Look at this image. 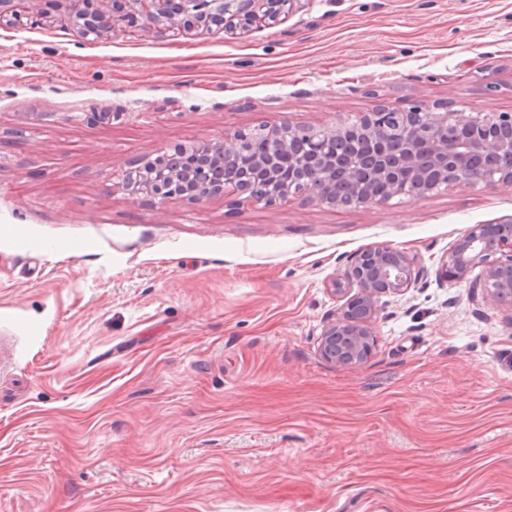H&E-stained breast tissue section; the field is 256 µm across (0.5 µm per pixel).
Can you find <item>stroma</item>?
I'll list each match as a JSON object with an SVG mask.
<instances>
[{
    "label": "stroma",
    "mask_w": 512,
    "mask_h": 512,
    "mask_svg": "<svg viewBox=\"0 0 512 512\" xmlns=\"http://www.w3.org/2000/svg\"><path fill=\"white\" fill-rule=\"evenodd\" d=\"M512 112V0H300L226 34L58 0L0 24V512H512V310L442 278L512 186L334 209L148 201L130 161L384 101ZM421 282L319 352L350 258Z\"/></svg>",
    "instance_id": "obj_1"
}]
</instances>
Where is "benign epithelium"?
I'll return each instance as SVG.
<instances>
[{
	"instance_id": "1",
	"label": "benign epithelium",
	"mask_w": 512,
	"mask_h": 512,
	"mask_svg": "<svg viewBox=\"0 0 512 512\" xmlns=\"http://www.w3.org/2000/svg\"><path fill=\"white\" fill-rule=\"evenodd\" d=\"M73 30L86 38L100 36L114 19L146 21L158 28L246 31L259 20L276 21L290 13L300 0H112V15L86 12L88 0H62ZM253 136L267 139L272 151H289L295 140L306 141L310 160L296 163L298 175L277 180L274 158L257 156L255 168L267 174L268 183L257 189L246 172L227 174L223 165L247 144L243 134L224 140L199 141L173 147V157L193 155L213 177L192 178L179 167L153 161L135 163L122 178L134 195L166 200L188 196L197 200L231 193L237 202L272 205L295 195L308 203L331 207H356L388 202L398 196L427 198L442 186L463 183L476 186H512V167L489 175L468 169L471 155L494 158L512 154V112L478 113L451 109L448 101L431 112L421 104L407 109L380 103L352 123L323 127L263 126ZM482 281L473 287L495 306L512 310V224H475L456 240L442 264V274L461 281L475 268ZM423 270L416 259L387 244L373 245L350 260L345 279L332 283L346 298L341 314L328 323L320 353L329 363L353 365L364 361L374 344L377 303L381 296L402 294L417 283ZM358 292L348 295V286Z\"/></svg>"
}]
</instances>
